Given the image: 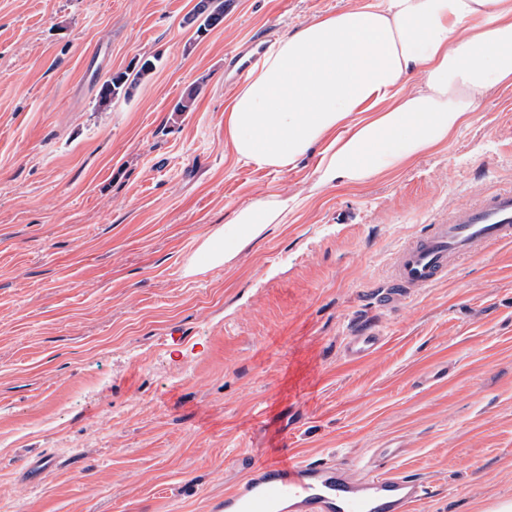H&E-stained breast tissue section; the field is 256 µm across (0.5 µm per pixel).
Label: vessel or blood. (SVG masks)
<instances>
[{"label":"vessel or blood","instance_id":"b4317fda","mask_svg":"<svg viewBox=\"0 0 512 512\" xmlns=\"http://www.w3.org/2000/svg\"><path fill=\"white\" fill-rule=\"evenodd\" d=\"M512 240V187L493 188L458 201L438 220L395 252L383 305L408 308L423 291L446 279L464 259ZM386 336L375 328L347 336L350 360L377 354ZM427 495L422 483L364 464L352 474L338 463L306 462L287 453L252 463L234 489L225 492L224 512H414Z\"/></svg>","mask_w":512,"mask_h":512}]
</instances>
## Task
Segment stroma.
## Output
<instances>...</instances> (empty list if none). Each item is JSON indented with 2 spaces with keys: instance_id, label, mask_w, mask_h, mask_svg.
I'll return each instance as SVG.
<instances>
[{
  "instance_id": "1",
  "label": "stroma",
  "mask_w": 512,
  "mask_h": 512,
  "mask_svg": "<svg viewBox=\"0 0 512 512\" xmlns=\"http://www.w3.org/2000/svg\"><path fill=\"white\" fill-rule=\"evenodd\" d=\"M197 3L0 0V512H217L284 440L353 469L398 449L429 489L417 512L512 503V241L409 309L375 298L432 213L512 185V86L404 167L317 191V151L285 172L237 162L229 59L359 0H230L202 35ZM153 57L98 106L108 75ZM274 192L304 204L184 276L209 229ZM369 323L384 348L348 360ZM152 59L140 60L132 72L113 73L105 79L99 91V106L109 107L112 100L131 96L142 80L147 78L155 69Z\"/></svg>"
}]
</instances>
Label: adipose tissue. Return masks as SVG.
I'll use <instances>...</instances> for the list:
<instances>
[{
  "mask_svg": "<svg viewBox=\"0 0 512 512\" xmlns=\"http://www.w3.org/2000/svg\"><path fill=\"white\" fill-rule=\"evenodd\" d=\"M493 83L512 86V0H363L267 48L224 109V141L279 172L316 147V187L361 183L446 143ZM299 205L272 193L239 206L187 274L223 267Z\"/></svg>",
  "mask_w": 512,
  "mask_h": 512,
  "instance_id": "1",
  "label": "adipose tissue"
}]
</instances>
